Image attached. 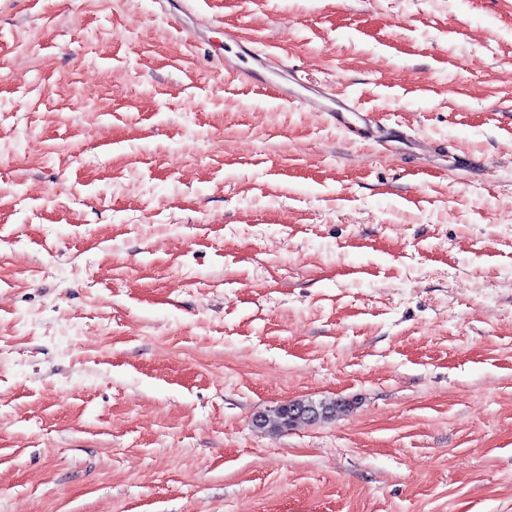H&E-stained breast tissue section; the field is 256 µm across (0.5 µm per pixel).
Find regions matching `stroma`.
Listing matches in <instances>:
<instances>
[{
  "instance_id": "obj_1",
  "label": "stroma",
  "mask_w": 512,
  "mask_h": 512,
  "mask_svg": "<svg viewBox=\"0 0 512 512\" xmlns=\"http://www.w3.org/2000/svg\"><path fill=\"white\" fill-rule=\"evenodd\" d=\"M0 512H512V0H0ZM272 59H273V56L265 55V60L268 61V63L266 64L267 69L270 72H272L286 80H293L294 82H296L297 84L306 88L308 91H310L313 94V96L306 95L300 99V100L304 101L303 104L305 106H308L309 108H311L313 110H317L319 112H336V115H334L333 117L339 122L344 120L343 112L360 114V112H361L360 108L358 106H356L355 104L351 105L348 101H342L339 104V108L336 110L323 109V106L321 105V102L319 99L328 97L329 94L326 92L327 89L325 87H318L319 89H312V88L304 85L298 78L297 73L299 71L295 68V66H292V65L284 63V62H274ZM291 402L292 401H289L288 404ZM288 404H281L273 408H270L269 410L266 411L265 414H256L252 419L253 426L256 428L261 427L264 418V424L260 429L267 430L270 432H279L284 429L287 430L293 428L294 426L300 424L310 423L307 419L301 417L296 419L288 418V415L291 417L296 416V414H294L295 410L300 409V412L303 413L304 411L311 409L310 407L305 406L303 403L299 404L297 402H294V404H292L291 406H288Z\"/></svg>"
}]
</instances>
